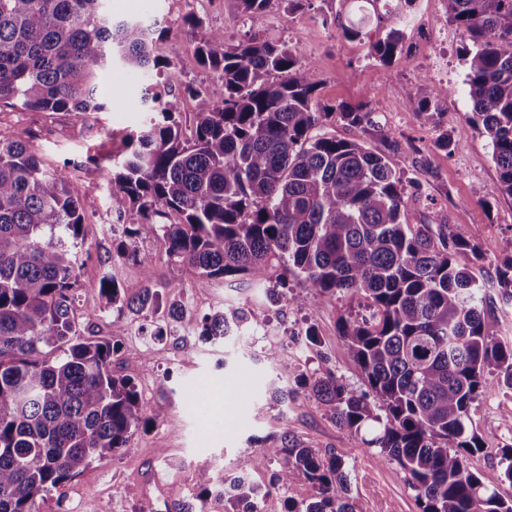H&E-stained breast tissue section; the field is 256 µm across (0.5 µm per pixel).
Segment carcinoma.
<instances>
[{
  "instance_id": "carcinoma-1",
  "label": "carcinoma",
  "mask_w": 512,
  "mask_h": 512,
  "mask_svg": "<svg viewBox=\"0 0 512 512\" xmlns=\"http://www.w3.org/2000/svg\"><path fill=\"white\" fill-rule=\"evenodd\" d=\"M370 2L357 0L341 25L344 37L367 34ZM239 4L254 20L271 0ZM447 18L464 40L471 120L490 139L496 192L512 197V0H448ZM155 33L140 20H113L106 0H0V105L99 112L101 75L114 62L177 82L171 63L154 55ZM403 39L390 28L372 44L375 59L391 62ZM197 56L223 81L224 99L186 87L196 107L191 138L182 134L174 97L112 157V213L135 210L142 219L113 239L114 257L140 264L146 285L128 298L106 275L107 303L136 314L160 310L150 257L137 249L143 239L192 268L203 287L284 288L291 275L314 296L363 297L371 318L342 319L338 336L366 389L348 388L330 370L301 373L271 350L276 378L294 387L273 388L263 407L300 392L314 398L400 466L420 512H512V499L496 489L512 484V449L492 477L466 462L481 447L467 429L471 404L494 386L512 392V342L501 339L478 277L453 259L475 246L447 223L403 222L409 180L390 165L395 142L373 134L365 105L318 106L309 63L293 49L253 36L226 47L224 34L210 32ZM412 103L428 121L441 110L426 81ZM335 115L352 138L312 135ZM68 177L67 167L0 135V512H37L50 492L153 422L134 381L112 371L115 344L78 333L83 227L98 203L71 195ZM173 212L178 221L164 222ZM496 280L512 288V254ZM165 315L212 343L269 319L263 309L197 317L178 301ZM487 369L496 383L485 378ZM271 462L272 487L307 481L314 489L308 502L285 500V512H354L349 470L336 454L286 435L274 459L260 453L253 466ZM260 492L249 478H232L224 512H258Z\"/></svg>"
}]
</instances>
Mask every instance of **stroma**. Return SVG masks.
<instances>
[{"instance_id":"obj_1","label":"stroma","mask_w":512,"mask_h":512,"mask_svg":"<svg viewBox=\"0 0 512 512\" xmlns=\"http://www.w3.org/2000/svg\"><path fill=\"white\" fill-rule=\"evenodd\" d=\"M108 8L114 19L153 25L159 33L156 55L175 65L181 81L207 90L214 99L223 97L224 84L197 61L199 38L188 34L184 23L190 14L202 19L203 31H223L225 46L238 44L249 31L295 49L311 63L310 79L321 104L370 105L376 130L398 144L391 155L393 167L420 189L407 202L404 223L443 219L458 237L472 242V249L456 253L455 260L484 282L502 336L512 341V296H502L493 282L503 257L512 253V198L496 194L499 170L489 139L469 118L472 102L462 37L445 21L447 0H415L413 6L374 20L370 37L357 39L341 31L352 11L350 0H315L312 7L296 12L273 0L263 16L251 21L242 16L238 0H108ZM393 27L404 32V48L383 65L373 58L371 41ZM424 79L442 108L433 123L419 119L408 105ZM145 92L164 100L179 95L182 132L192 134V97L179 94L164 78L132 74L117 64L102 75L104 111L29 112L0 106V132L23 139L50 164L71 162L72 193L98 200L97 210L85 221L84 247L91 258L79 270L77 326L83 336L112 338L118 348L113 369L134 380L153 419L114 457L92 462L60 491L47 495L38 504L39 512H135L147 498L157 512H169L191 502L204 474L215 479L204 512H224L226 475H244L268 488V495L257 502L259 512H284L285 499L301 502L312 496L311 484L271 488L269 472L254 470L252 460L261 451H272L286 431L346 463L355 512H420L400 468L383 461L377 449L364 447L315 400L300 394L285 410L259 408L276 377L275 364L265 355L272 346L301 370L329 369L350 388L363 390V376L338 326L348 316H370L364 298L341 293L314 300L294 279L278 301L263 287H202L192 269L174 262L151 239L138 244L140 252L152 257L150 275H143L138 263L113 260L110 158L123 150L124 135L144 123L145 113L135 111L132 100ZM444 132L457 145L454 154L434 145ZM107 274L129 297L150 278L163 286L165 301H180L192 314L261 308L269 322L217 344L203 343L175 322L160 331L152 317L107 304L100 289ZM309 328L317 344L306 342ZM511 413L512 394L496 388L472 404L468 429L480 438L481 448L467 458L471 471L487 476L497 472L503 449L512 447V425L506 421Z\"/></svg>"}]
</instances>
